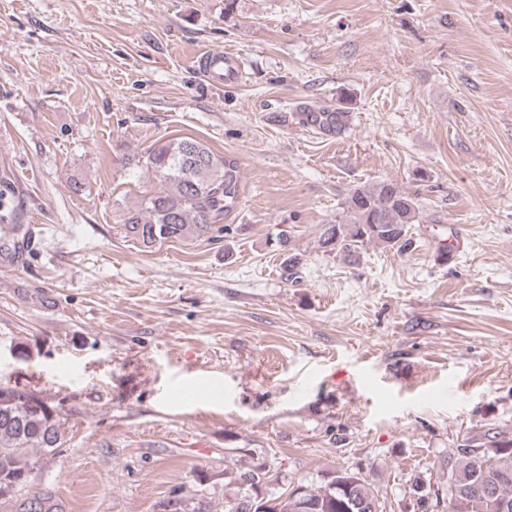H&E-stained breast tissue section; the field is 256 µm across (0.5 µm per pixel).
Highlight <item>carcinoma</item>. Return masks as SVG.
Segmentation results:
<instances>
[{
	"label": "carcinoma",
	"mask_w": 512,
	"mask_h": 512,
	"mask_svg": "<svg viewBox=\"0 0 512 512\" xmlns=\"http://www.w3.org/2000/svg\"><path fill=\"white\" fill-rule=\"evenodd\" d=\"M301 124L326 136L347 129V112L305 107ZM144 166L169 189L142 201L124 218L126 235L149 247L192 235L210 234L216 221L238 203L236 162L185 138L155 147ZM342 220L325 225L320 245L331 252H349L367 244L402 250L410 244L409 226L419 223L418 200L391 180L354 189L345 201ZM55 409L31 391L0 386V512H58L52 492L19 493L36 470L37 454L61 447L65 431ZM449 512H512V438L494 437L491 447L466 445L450 458ZM267 472L254 466L234 475L236 490L224 497V512L238 500L251 512H380L378 493L359 471L329 473L316 485L298 484L289 491L263 495Z\"/></svg>",
	"instance_id": "carcinoma-1"
}]
</instances>
